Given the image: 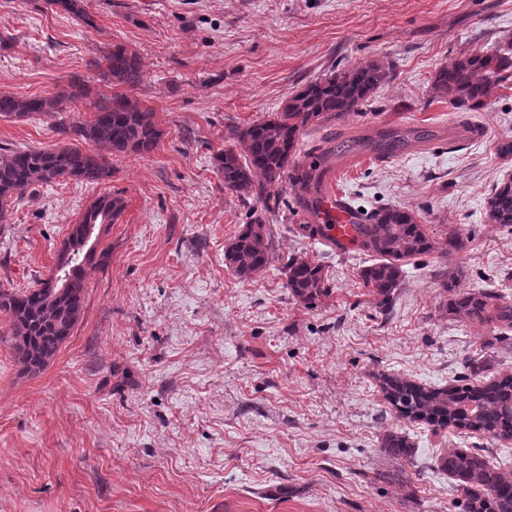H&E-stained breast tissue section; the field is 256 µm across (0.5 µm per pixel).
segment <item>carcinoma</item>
Segmentation results:
<instances>
[{
    "label": "carcinoma",
    "mask_w": 512,
    "mask_h": 512,
    "mask_svg": "<svg viewBox=\"0 0 512 512\" xmlns=\"http://www.w3.org/2000/svg\"><path fill=\"white\" fill-rule=\"evenodd\" d=\"M86 24L91 19L84 0H47ZM101 61L103 78L131 89L144 81L139 56L122 44L108 48ZM392 75L391 66L373 60L307 82L291 95L271 119L237 127L230 133L231 145L216 156L224 188L240 197L268 204L270 189L291 180L302 192L300 204L316 210L311 194L319 191L323 173L298 162L299 137L309 127L339 121L370 102L372 95ZM512 83V43L474 52L441 66L432 81L433 93L457 109L476 111L485 107L494 89ZM89 89L75 81L50 96L17 98L0 95V116L26 119L53 116L67 103L88 100ZM91 117L61 128L72 143L51 150H5L0 152V221L6 219L14 198L37 186L61 180L98 182L112 177V168L102 154L88 153L80 144L92 142L109 154H147L162 137L156 112L126 97H100L90 103ZM125 203L118 195L96 199L72 225L69 237L81 235L85 226L106 229L103 215L116 220ZM487 217L492 224L512 226V180L497 184L487 198ZM359 246L376 257L361 278L382 302L391 299L399 285L404 262L437 249L446 256L461 252L465 239L448 234L439 248L427 232L422 217L397 206H385L357 214ZM106 247L76 256L68 267L71 292L51 301L43 287L4 290L0 288V313L9 323L12 346L22 370L35 372L57 353L72 334L84 302L88 270L106 262ZM273 259L272 235L266 219L256 216L224 251L226 265L242 279L264 270ZM287 287L293 297L308 306L331 294L332 284L321 265L303 257H289L284 264ZM448 316L471 322L496 324L500 333L512 332V303L502 300L495 288L456 291L448 299ZM386 399L399 416L424 422L434 428L453 426L494 441L512 440V376L483 385L424 388L397 377H383ZM384 451L395 458L410 454L407 438L390 433ZM441 468L455 481L464 512H512V474L488 460L485 450L452 448L440 459Z\"/></svg>",
    "instance_id": "obj_1"
}]
</instances>
